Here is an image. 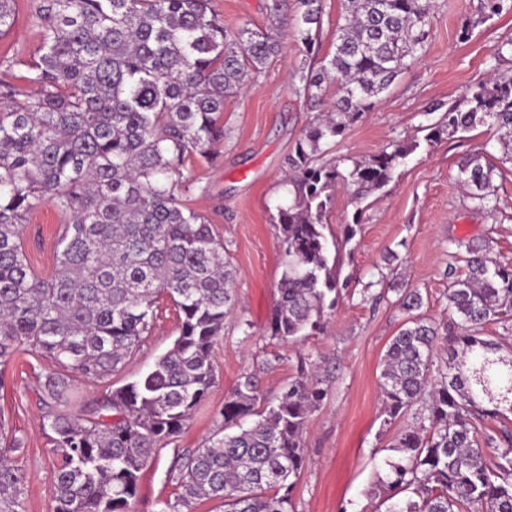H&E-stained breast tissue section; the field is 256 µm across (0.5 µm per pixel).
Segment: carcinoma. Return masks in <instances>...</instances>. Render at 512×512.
<instances>
[{
  "label": "carcinoma",
  "instance_id": "carcinoma-1",
  "mask_svg": "<svg viewBox=\"0 0 512 512\" xmlns=\"http://www.w3.org/2000/svg\"><path fill=\"white\" fill-rule=\"evenodd\" d=\"M15 0H0V36L14 22ZM288 0H268L269 23L230 33L214 0H39L40 55L21 91L0 79V363L21 347L58 370L40 384L57 456L52 512H130L140 473L175 437L215 384L212 350L234 307L235 273L209 220L184 193L193 160L213 161L224 140V101L258 78L288 26ZM294 37L316 52L319 0H296ZM343 24L319 70L303 64L295 92L323 102L288 158L291 205L280 207L283 271L268 323L273 338L298 341L323 331L347 287L329 265L330 250L350 244L360 212L342 239L325 234L336 188L361 199L394 178L413 150L391 144L364 162L318 163L351 124L379 101L428 38L433 0H342ZM512 11V0H480L483 18ZM487 125L503 132L512 163V76L470 86L442 113L430 139ZM495 167L469 159L460 183L493 214ZM66 215L55 272L36 276L21 228L37 201ZM467 272L448 267V310L455 330L421 313L423 296L389 290L407 315L383 356V425L426 401L420 422L397 432L374 487L384 512H512V431L478 439V424L512 414V349L482 335L512 316V263L490 257L486 240L459 243ZM178 312L177 336L150 371L110 392L88 418L66 410L69 373L98 381L118 372L151 333L159 300ZM326 396L319 378L300 371L281 395L262 403L256 379L240 377L224 401V425L206 446L175 462L177 500H216L224 512H295L292 492L304 467L307 421ZM503 441L492 454L482 445ZM0 448V512H24L27 473Z\"/></svg>",
  "mask_w": 512,
  "mask_h": 512
}]
</instances>
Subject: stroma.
Returning <instances> with one entry per match:
<instances>
[{"mask_svg": "<svg viewBox=\"0 0 512 512\" xmlns=\"http://www.w3.org/2000/svg\"><path fill=\"white\" fill-rule=\"evenodd\" d=\"M429 37L422 54L396 77L381 101L364 113L324 156L367 161L394 143L414 144V151L383 189L363 200L337 189L327 214L326 234H340L343 224L361 212L353 250L342 253L338 274L346 287L339 305L320 334L297 342L269 336L266 326L282 275V247L274 221L277 205L287 203L283 180L296 141L317 114L299 97L293 73L305 59L295 38L283 40L264 72L224 104V140L212 162L190 168L189 205L207 216L236 271V308L224 321V337L212 361L216 383L187 426L142 470L132 512H164L178 489L171 469L178 455L204 445L224 428V399L237 380L255 374L262 400L274 399L299 369L319 371L327 395L306 425L305 465L293 491L295 512H375L369 496L375 474L388 455L395 429L412 423L398 419L383 429L379 377L382 358L406 316L397 296L380 283L382 256L393 250L407 288L420 289L425 316H448L447 266L463 269L458 242L491 240L493 255L512 259V164H500L495 129L481 126L463 136L431 142L427 125L439 115L436 104L460 101L466 89L489 72L512 76V56L496 60L498 48L512 40V11L483 21L479 0H433ZM37 0H15L12 28L0 36V61L26 63L40 55L33 21ZM267 0H215L227 30L268 22ZM474 20L469 40L459 38L464 20ZM497 167V211L475 207L458 181L471 157ZM64 217L43 202L22 228L27 261L39 277L55 269L56 238ZM156 326L127 358L119 372L97 382L74 379L71 409L91 414L112 389L148 371L177 335V313L168 299L157 307ZM53 363L31 349L18 351L0 365V423L23 442L15 459L26 471L25 512H51L50 491L56 456L42 427L46 407L39 382Z\"/></svg>", "mask_w": 512, "mask_h": 512, "instance_id": "1", "label": "stroma"}]
</instances>
